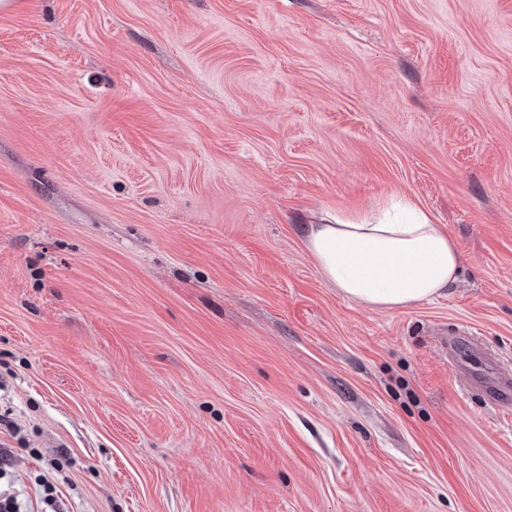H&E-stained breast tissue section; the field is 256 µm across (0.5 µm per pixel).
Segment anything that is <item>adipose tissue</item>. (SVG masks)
<instances>
[{"instance_id":"1","label":"adipose tissue","mask_w":512,"mask_h":512,"mask_svg":"<svg viewBox=\"0 0 512 512\" xmlns=\"http://www.w3.org/2000/svg\"><path fill=\"white\" fill-rule=\"evenodd\" d=\"M310 254L347 298L374 309H397L441 296L459 273L454 241L411 201L378 216L308 224Z\"/></svg>"}]
</instances>
